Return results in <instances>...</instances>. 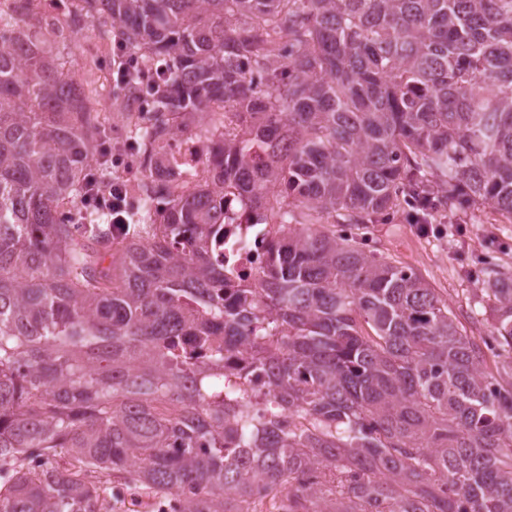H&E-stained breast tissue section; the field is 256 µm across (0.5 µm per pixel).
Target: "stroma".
I'll return each mask as SVG.
<instances>
[{
  "instance_id": "35a3bbf8",
  "label": "stroma",
  "mask_w": 512,
  "mask_h": 512,
  "mask_svg": "<svg viewBox=\"0 0 512 512\" xmlns=\"http://www.w3.org/2000/svg\"><path fill=\"white\" fill-rule=\"evenodd\" d=\"M61 21L77 30L65 54L84 94L97 104L107 144L116 154L135 153L136 130L126 116L140 103L112 84V51L117 45L114 32L110 25L83 14L65 15ZM412 212L411 205L401 204L385 220L362 229L367 250L380 252L417 272L448 300L469 335H485V322L471 312L473 297L485 268L495 266L512 273V224L503 223L489 206L466 211L438 209L431 217L432 224L452 223L461 226V233L423 234L412 221Z\"/></svg>"
}]
</instances>
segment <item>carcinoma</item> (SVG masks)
Listing matches in <instances>:
<instances>
[{"mask_svg":"<svg viewBox=\"0 0 512 512\" xmlns=\"http://www.w3.org/2000/svg\"><path fill=\"white\" fill-rule=\"evenodd\" d=\"M80 12L162 66L135 89L153 98L149 175L119 241L81 223L105 131L60 62L77 32L59 16ZM215 101L211 176L187 189L158 144ZM227 194L276 226L255 284L224 274ZM402 200L512 224V0H16L0 16V512H100L104 484L178 512H512V274L486 271L489 333H463L352 232ZM240 344V377L268 381L288 427L222 391ZM248 350H235L224 354V387L234 390L238 384L237 372L249 359Z\"/></svg>","mask_w":512,"mask_h":512,"instance_id":"cac0c4a2","label":"carcinoma"}]
</instances>
